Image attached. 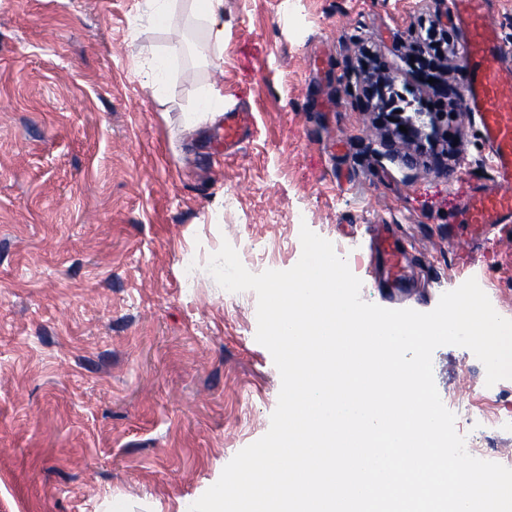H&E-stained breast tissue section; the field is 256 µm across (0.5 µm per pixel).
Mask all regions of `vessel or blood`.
<instances>
[{"label": "vessel or blood", "instance_id": "b4317fda", "mask_svg": "<svg viewBox=\"0 0 512 512\" xmlns=\"http://www.w3.org/2000/svg\"><path fill=\"white\" fill-rule=\"evenodd\" d=\"M451 13L466 36L463 68L464 107L476 113L480 132L489 149L492 187L473 192L463 205L464 226L472 240L494 235L512 242V83L502 76L499 60L503 45L497 31L485 21L482 0H451ZM251 124L244 109L225 111L221 139L232 147ZM379 262L374 267L389 287L397 288L404 274L403 256L393 231H380L372 241Z\"/></svg>", "mask_w": 512, "mask_h": 512}]
</instances>
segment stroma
Returning <instances> with one entry per match:
<instances>
[{"label": "stroma", "instance_id": "35a3bbf8", "mask_svg": "<svg viewBox=\"0 0 512 512\" xmlns=\"http://www.w3.org/2000/svg\"><path fill=\"white\" fill-rule=\"evenodd\" d=\"M197 7L0 0V512H189L268 432L281 377L256 340V294L206 269L222 242L283 271L308 226L362 300L390 309L368 264L375 225L391 224L426 276L404 307L431 311L473 278L512 319V249L460 226L490 178L477 117L422 87L452 108L441 167L385 145L365 105L361 49L412 84L424 18L450 34L440 71L463 91L448 0H224L217 68ZM224 107L249 109L254 130L213 153ZM432 366L457 432L512 448V428L466 411L486 396L467 349L439 346Z\"/></svg>", "mask_w": 512, "mask_h": 512}]
</instances>
